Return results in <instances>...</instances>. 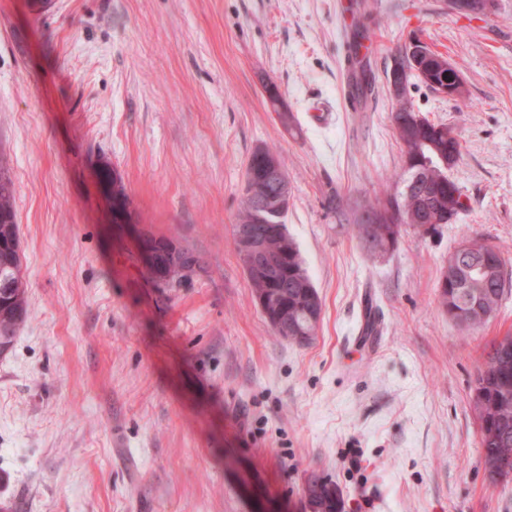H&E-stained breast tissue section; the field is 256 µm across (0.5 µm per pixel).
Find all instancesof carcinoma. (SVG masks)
I'll use <instances>...</instances> for the list:
<instances>
[{
	"label": "carcinoma",
	"mask_w": 512,
	"mask_h": 512,
	"mask_svg": "<svg viewBox=\"0 0 512 512\" xmlns=\"http://www.w3.org/2000/svg\"><path fill=\"white\" fill-rule=\"evenodd\" d=\"M438 63L434 58L417 61L419 72L408 55L401 56L399 65L411 70V81L438 91L431 81V66ZM402 142L415 145L430 142L443 154L452 150L461 155V148L437 135L432 124L412 123L398 132ZM277 157L269 147L256 149L249 157L245 170V183L241 205L236 216L238 224H261L266 230L268 248L282 259L275 287L281 292L278 307L263 311L268 323L279 317L288 325V335L299 337L305 343L315 336L311 323L314 298L322 304L317 289L304 265V260L293 239L288 235L284 217L288 212L289 199L283 197L265 180L264 167L269 157ZM406 174L392 175L387 179L383 196L365 205L373 215L388 211L395 205L416 214L424 224L455 223L458 215L448 217V191H459L457 185H448V176L440 169L423 174L420 186L408 194L404 190ZM402 225L369 224L363 220L353 226V232L371 251H387L393 248L400 236ZM184 262L170 266L168 259L158 256L155 268L147 269L156 282L166 288H175L201 267V258L184 251ZM500 251L490 245L485 254L458 256L457 272H443L439 282V301L456 317L453 310L468 314V328L484 326L498 311L504 294V262L499 260ZM28 315L25 288L22 282V256L18 224L14 210V187L6 164L0 160V355L8 352L16 339L20 325ZM470 408L479 426V444L484 466L490 465V457L498 448H512V333L494 342L487 366L476 377L471 389Z\"/></svg>",
	"instance_id": "obj_1"
}]
</instances>
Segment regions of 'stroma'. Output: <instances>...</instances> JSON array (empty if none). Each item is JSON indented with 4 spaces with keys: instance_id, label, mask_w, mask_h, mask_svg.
Instances as JSON below:
<instances>
[{
    "instance_id": "stroma-1",
    "label": "stroma",
    "mask_w": 512,
    "mask_h": 512,
    "mask_svg": "<svg viewBox=\"0 0 512 512\" xmlns=\"http://www.w3.org/2000/svg\"><path fill=\"white\" fill-rule=\"evenodd\" d=\"M359 21L372 84L354 111L341 67ZM413 32L465 82L409 99L456 128L466 210L373 254L351 226L402 166L385 72ZM260 146L288 176L284 222L323 301L306 344L273 334L234 244ZM0 157L29 308L0 356L6 512H305L312 473L344 512H512L469 408L512 333V0L472 20L449 0H0ZM141 232L202 268L158 287ZM472 237L505 272L475 332L438 299Z\"/></svg>"
}]
</instances>
